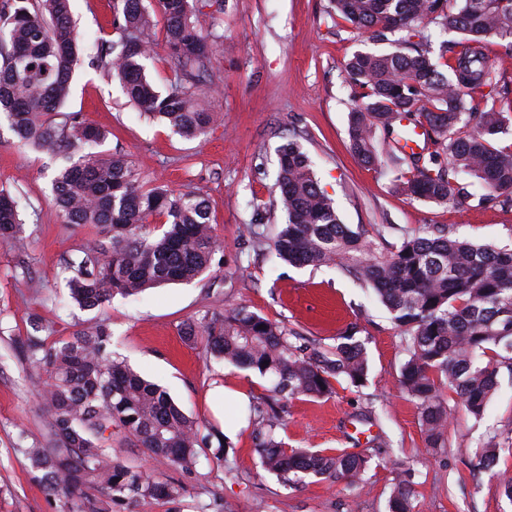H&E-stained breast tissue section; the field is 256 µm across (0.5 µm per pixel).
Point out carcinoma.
Here are the masks:
<instances>
[{
	"label": "carcinoma",
	"mask_w": 512,
	"mask_h": 512,
	"mask_svg": "<svg viewBox=\"0 0 512 512\" xmlns=\"http://www.w3.org/2000/svg\"><path fill=\"white\" fill-rule=\"evenodd\" d=\"M330 2L336 19L387 45L356 52L344 64L353 154L394 172L396 188L413 200L476 198L512 209V146H498L512 131V104L505 109L498 100L502 76L487 53L495 43L512 54V0ZM158 5L178 83L161 92L144 73L143 60L154 50L144 0H112L116 38L101 40L97 57L139 111L197 138L214 123L197 89L221 39L222 0ZM433 26L452 39L433 41ZM0 41L6 42L0 116L20 146L65 155L54 204L62 223L92 229L82 258L70 263L71 300L91 310L116 295L202 275L217 248L205 200L143 189L124 156L85 151L105 140L104 131L76 113L56 121L80 51L69 0H11L0 9ZM275 186L288 222L267 242L269 250L294 266L338 267L385 305L404 340L400 384L417 405L426 447L448 444V390L474 419H483L500 371L512 376V249L460 239L437 225L394 244L354 231L341 222L309 156L293 140L278 149ZM151 217L165 218L161 233L150 229ZM23 225L16 200L0 191V240H19ZM41 331L33 326L21 352L47 379L41 401L48 434L45 445L20 450L49 492L71 499L68 512H112L118 503L182 495V486L124 461L112 447L114 428L129 445L183 471L206 449L227 460L233 449L227 436L200 434L198 420L112 351L106 326L53 344ZM185 335L267 378L273 397L320 399L343 381L357 388L367 381L365 347L352 334L310 348L269 319L235 307L188 324ZM249 422L261 468L287 487L311 476L352 486L369 467L370 459L343 451L287 448L277 433L278 415L262 403L250 407ZM508 440L490 432L479 465L496 463ZM414 475L409 466L397 468L390 512H415Z\"/></svg>",
	"instance_id": "1"
}]
</instances>
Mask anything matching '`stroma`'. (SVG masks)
<instances>
[{
  "mask_svg": "<svg viewBox=\"0 0 512 512\" xmlns=\"http://www.w3.org/2000/svg\"><path fill=\"white\" fill-rule=\"evenodd\" d=\"M80 35L64 112L107 130L101 153L133 163L144 189L191 191L205 199L218 239L211 268L191 282L170 283L135 297L115 296L84 310L71 303L70 262L81 256L87 228L62 223L51 180L61 166L20 147L0 122V190L9 191L25 221L22 238L0 243V512H66V498L51 494L17 453V441L44 443L40 393L43 373L27 366L19 343L31 322L51 340L107 326L116 352L158 384L206 427L223 429L210 407L215 387L265 401L269 382L249 370L210 357L201 341L187 340L188 322L246 307L285 327L307 345L330 346L352 333L364 342V387L340 384L317 401L290 400L280 436L291 448L338 449L366 454L364 487L323 480L283 486L264 472L253 451L252 427L230 432L228 462L200 456L184 472L146 449H124L126 460L184 486L176 500L139 499L113 512H388L394 463L415 460L416 512H512L498 474L512 473V452L495 471L479 468L488 429H512V378L500 375L482 421L448 394V445L426 447L416 405L400 386L406 359L399 329L374 294L334 267H294L256 248L248 225L273 237L287 216L274 188L277 149L299 140L315 176L352 229L398 242L403 231L444 224L458 236L512 246V210L434 204L394 190V175L364 166L349 146L351 101L344 62L378 45L336 24L329 0H224L223 38L208 65L201 94L220 120L206 136L186 139L141 115L119 83L90 66L95 39L111 33L112 0H71ZM267 208L257 215L256 204Z\"/></svg>",
  "mask_w": 512,
  "mask_h": 512,
  "instance_id": "1",
  "label": "stroma"
}]
</instances>
